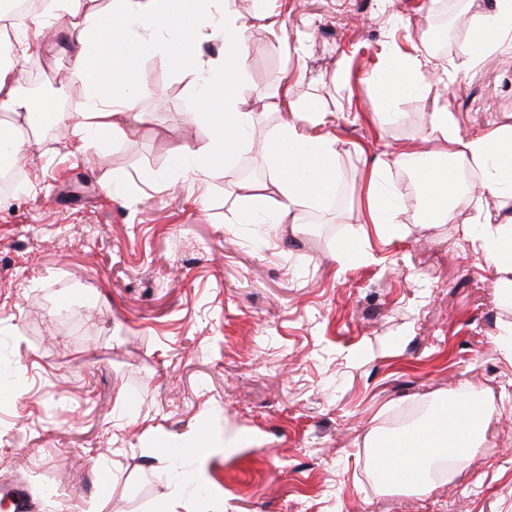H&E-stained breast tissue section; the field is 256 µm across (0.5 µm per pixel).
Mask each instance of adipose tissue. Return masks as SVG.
<instances>
[{
  "label": "adipose tissue",
  "mask_w": 512,
  "mask_h": 512,
  "mask_svg": "<svg viewBox=\"0 0 512 512\" xmlns=\"http://www.w3.org/2000/svg\"><path fill=\"white\" fill-rule=\"evenodd\" d=\"M62 15L70 18L68 40L75 50L71 72L83 88V100L80 111L55 112L51 119L73 125L80 133L82 150L100 151L111 136L123 132L127 123L143 122L138 104L147 90L133 80L132 72L140 60L165 53L176 55L183 70L193 74L188 115L206 121L210 127V138L204 146L175 147L172 164L178 171L211 178L231 162L243 133H255L254 116L246 108L253 90L243 78L244 38L253 25V15L220 13L218 0H50L42 14L14 17L11 28L20 52L10 62L0 63V112L9 117L8 122H0V151L7 153L14 164L28 161L30 143L18 137L16 131L31 124L37 112L34 99L21 90L26 66L42 52L43 29ZM214 39L223 41L224 58L203 59L195 51V44ZM425 82L419 58H404L382 79L379 99L390 103ZM271 106L294 115L264 143V158L275 175L278 198L269 201L259 194L244 196L238 215L243 224L256 223L262 214L271 215L273 224L288 223L291 215L311 202L327 199L336 189V139L305 137L299 121L307 107L290 100L287 92L277 94ZM430 127L450 145L443 153L450 161V170L480 171L481 193L512 202V165L501 162L504 154H512V126L462 138L455 131L452 116L434 112ZM417 158V153L404 152L367 169L369 223L385 225L394 235L401 233L396 194L385 189L383 172L393 164L409 166ZM447 172H431L422 181L420 211L424 224L449 223L456 209L466 202L455 182L448 180ZM478 221L482 229L475 239L484 261L498 275L499 295L511 301L512 221L496 222L487 214L479 216Z\"/></svg>",
  "instance_id": "ef3b65f1"
}]
</instances>
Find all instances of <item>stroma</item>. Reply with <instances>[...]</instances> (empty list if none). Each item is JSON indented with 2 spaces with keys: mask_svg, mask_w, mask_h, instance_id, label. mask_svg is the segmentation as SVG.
Instances as JSON below:
<instances>
[{
  "mask_svg": "<svg viewBox=\"0 0 512 512\" xmlns=\"http://www.w3.org/2000/svg\"><path fill=\"white\" fill-rule=\"evenodd\" d=\"M280 13L279 34L254 24L244 71L258 134L285 115L268 109L282 85L313 108L312 135L338 141L344 202H315L281 229L237 223L243 168L271 172L244 145L207 182L171 169L176 142L209 130L185 112L194 78L173 56L141 61L136 82L161 90L147 121L97 154L71 127L36 137L24 188L0 194V483L22 481L42 512H159L174 493L169 449L229 432L240 445L201 458L207 488L177 512H512V323L496 275L463 227L506 214L474 194L453 222L424 227L417 171L393 167L403 231L366 224L365 171L409 147L434 151L429 115L450 112L460 137L512 125V49L459 69L458 46L479 47L493 0H223ZM447 14L445 53L427 88L379 101L372 59L394 45L429 55ZM42 60L63 75L55 112L80 108L72 48L58 32ZM125 179L120 196L103 185ZM471 391L492 416L462 472L428 494L390 493L374 446L396 414ZM138 420L120 425L119 407ZM112 486L100 496L98 479Z\"/></svg>",
  "mask_w": 512,
  "mask_h": 512,
  "instance_id": "stroma-1",
  "label": "stroma"
}]
</instances>
